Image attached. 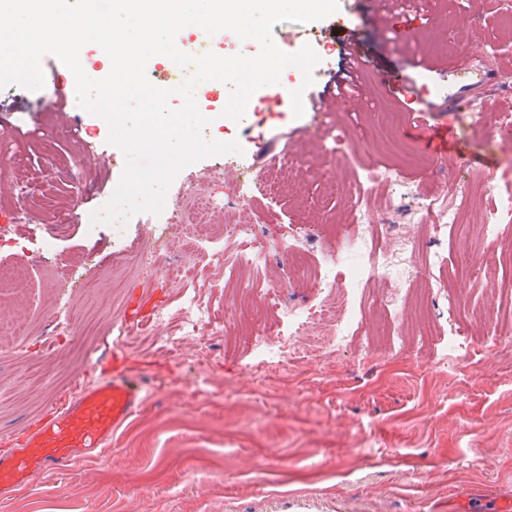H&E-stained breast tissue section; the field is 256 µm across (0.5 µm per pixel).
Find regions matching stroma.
Masks as SVG:
<instances>
[{"mask_svg": "<svg viewBox=\"0 0 512 512\" xmlns=\"http://www.w3.org/2000/svg\"><path fill=\"white\" fill-rule=\"evenodd\" d=\"M351 12L376 68L364 75L369 99L304 109L295 114L291 93L300 89L296 66L276 85L249 100L254 126L244 132L225 113L228 93L207 95L213 119L206 140L237 143V162L204 157L180 170L165 206L177 193L228 191L244 175L258 182L251 219L267 237L288 239L311 224L321 245L337 256L349 248L351 212L369 171L403 164L418 192L396 217L399 234L417 251L412 261L425 285L411 292L397 314L382 303L396 284H368L357 331L332 354L310 351L288 367L250 375L251 334L265 318L237 303L238 285L265 280L314 303L309 286L319 248L285 252L263 271L241 266L226 277L202 268L182 283L153 282L135 265L140 244L165 225L149 212L123 224L89 223L111 197L125 154L109 144L101 117L61 105L52 89L0 88V129L15 136L18 176H0V225L16 223L15 240L0 245V322L26 318L22 338H0V452L22 437L48 409L88 376L89 360L111 336L108 320L138 310L130 339L119 345L161 379L159 396L146 397L101 452L78 453L67 474H35L29 485L0 492V512H469L465 489L512 498V347L495 328L512 306L501 299L512 266H501L504 244L479 236L494 203L495 184L512 180V0L490 9L488 0H420L386 18L389 46L377 42L373 21ZM428 68H411L418 56ZM497 66L490 87L461 88L454 65ZM380 70L407 73L415 88L409 103L376 86ZM467 111H455L459 97ZM447 131L458 141L444 155L423 141ZM491 156L492 168L473 159ZM467 204L463 223L442 239L445 268L426 266L418 251L430 243L428 191ZM53 238L51 248L40 241ZM126 256L124 265L114 254ZM64 271L58 284L40 269ZM187 291L211 298L216 319L202 341H185L176 357L139 344L156 311ZM87 325L68 338L54 312ZM402 339L404 354L387 349ZM448 336L467 337L462 354L435 368Z\"/></svg>", "mask_w": 512, "mask_h": 512, "instance_id": "obj_1", "label": "stroma"}]
</instances>
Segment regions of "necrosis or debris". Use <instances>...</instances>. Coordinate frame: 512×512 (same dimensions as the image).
Returning <instances> with one entry per match:
<instances>
[{
    "mask_svg": "<svg viewBox=\"0 0 512 512\" xmlns=\"http://www.w3.org/2000/svg\"><path fill=\"white\" fill-rule=\"evenodd\" d=\"M372 182L381 187L386 205L380 210L366 204L356 208L350 226L353 257L344 268H337L334 252L324 253L312 282L319 295L317 303L304 306L290 303L287 288L277 284L263 288L252 282L242 284V291L270 314V324L277 336L273 342L257 339L256 369L287 366L300 336L313 337L318 348L340 350L357 322L352 301L369 280L394 278L407 284L414 281L416 271L402 253L378 244L379 231L383 225L391 223L396 202L409 196L411 190L394 168L375 172ZM251 196L252 183L247 179L237 181L231 193L223 196L205 192L191 194L167 215L168 222L179 227L181 232L178 240L181 262L161 260V244L155 241L139 250L137 266L149 271L153 280L161 282L189 278L197 270V259L201 256L206 258L209 267L226 268L225 238L253 235L254 228L246 208ZM229 211L234 214L233 223H215V216ZM213 321L214 310L210 304L195 294H184L176 310L164 309L157 313L152 324L156 331L155 341L167 355H179L183 341L201 337L203 328Z\"/></svg>",
    "mask_w": 512,
    "mask_h": 512,
    "instance_id": "4bbe7bcc",
    "label": "necrosis or debris"
}]
</instances>
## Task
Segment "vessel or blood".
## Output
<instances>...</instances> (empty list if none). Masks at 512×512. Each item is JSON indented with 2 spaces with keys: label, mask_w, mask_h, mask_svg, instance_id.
Here are the masks:
<instances>
[{
  "label": "vessel or blood",
  "mask_w": 512,
  "mask_h": 512,
  "mask_svg": "<svg viewBox=\"0 0 512 512\" xmlns=\"http://www.w3.org/2000/svg\"><path fill=\"white\" fill-rule=\"evenodd\" d=\"M362 30L346 25L338 60L319 80V100L340 102L343 88L358 70L372 67ZM92 360L93 380L75 391L32 426L19 447L0 454V487L27 484L38 472L64 473L81 450L104 447L115 431L135 415L143 399L155 391L150 374L124 368L99 374Z\"/></svg>",
  "instance_id": "1"
}]
</instances>
